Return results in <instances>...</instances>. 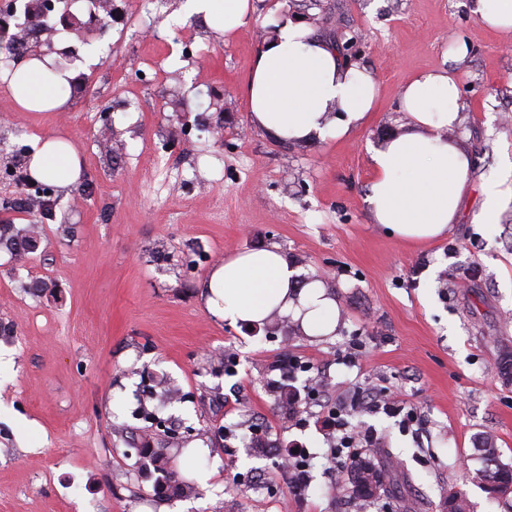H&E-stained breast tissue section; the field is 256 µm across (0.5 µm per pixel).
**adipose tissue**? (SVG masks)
<instances>
[{
  "mask_svg": "<svg viewBox=\"0 0 512 512\" xmlns=\"http://www.w3.org/2000/svg\"><path fill=\"white\" fill-rule=\"evenodd\" d=\"M183 11L203 16L214 33L228 38L249 23L254 0H185ZM77 78V71L55 69L49 55L0 71L18 105L29 112L66 109ZM245 97L258 129L279 141L301 143L341 140L367 125L380 87L368 67L342 61L307 21L291 16L263 41ZM399 107L408 127L370 150L365 202L372 222L398 239L428 241L456 223L466 190L471 157L450 137L466 103L456 77L443 69L409 79ZM29 171L36 180L67 188L77 182L81 160L69 141L38 139ZM206 305L236 324L262 325L276 315L308 336L330 335L339 321L338 303L324 282L301 281L299 270L275 247L225 257L207 279Z\"/></svg>",
  "mask_w": 512,
  "mask_h": 512,
  "instance_id": "adipose-tissue-1",
  "label": "adipose tissue"
}]
</instances>
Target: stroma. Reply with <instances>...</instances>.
<instances>
[{
	"instance_id": "1",
	"label": "stroma",
	"mask_w": 512,
	"mask_h": 512,
	"mask_svg": "<svg viewBox=\"0 0 512 512\" xmlns=\"http://www.w3.org/2000/svg\"><path fill=\"white\" fill-rule=\"evenodd\" d=\"M183 2L159 0L87 43L58 31L55 42L95 54L67 110L21 111L0 87V139H67L82 167L58 190L35 250L0 245V355L13 362L0 371V512H351L318 425L323 407L309 403L303 427L285 419L276 386L308 380L278 370L291 356L315 363L334 400L382 390L420 414L415 433L381 413L350 418L397 460L401 500L415 512H443L455 489L474 512H512L465 480L483 435L512 462V383L496 371L512 351V205L498 223L477 219L485 186L512 166L506 38L469 0H281L317 17L318 36L353 42L352 60L381 88L370 123L350 138L285 148L252 124L244 94L275 23L271 0H256L229 42L184 17ZM458 41L469 48L455 69L468 189L444 237L405 242L370 221L368 151L404 130L402 85L447 68ZM106 110L116 151L97 140ZM223 113L219 145L209 126ZM271 246L302 278L323 277L340 310L333 335L306 336L279 318L234 325L208 310L211 270ZM356 348L359 365L344 364ZM170 387L181 397L162 405ZM148 435L171 455L193 449L179 474L196 494L154 490L137 453ZM293 448L310 455L300 495L277 464Z\"/></svg>"
}]
</instances>
